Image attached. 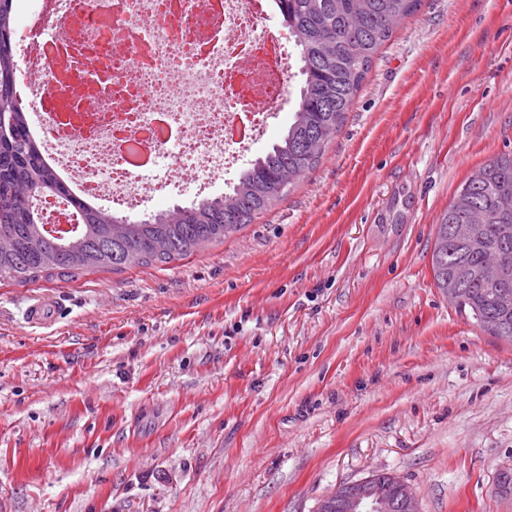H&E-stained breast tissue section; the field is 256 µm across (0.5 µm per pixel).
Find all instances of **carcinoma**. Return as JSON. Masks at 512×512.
Here are the masks:
<instances>
[{"instance_id":"carcinoma-1","label":"carcinoma","mask_w":512,"mask_h":512,"mask_svg":"<svg viewBox=\"0 0 512 512\" xmlns=\"http://www.w3.org/2000/svg\"><path fill=\"white\" fill-rule=\"evenodd\" d=\"M299 49L303 83L293 121L280 141L257 157L230 191L137 219L86 203L45 159L16 90L14 0H0V280L27 284L86 272L168 264L224 239L284 197L318 163L369 71L374 55L422 0H275ZM53 196L75 214L60 236L45 228L39 201ZM454 224H474L457 239ZM493 258L507 265L512 290V151L477 169L448 205L432 253L437 287L461 275L452 299L491 335L512 313L496 310L495 291L481 277Z\"/></svg>"}]
</instances>
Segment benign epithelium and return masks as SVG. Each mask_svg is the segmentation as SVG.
<instances>
[{"instance_id": "obj_1", "label": "benign epithelium", "mask_w": 512, "mask_h": 512, "mask_svg": "<svg viewBox=\"0 0 512 512\" xmlns=\"http://www.w3.org/2000/svg\"><path fill=\"white\" fill-rule=\"evenodd\" d=\"M316 512H420L414 491L400 479L387 488L372 474L340 486L325 497Z\"/></svg>"}]
</instances>
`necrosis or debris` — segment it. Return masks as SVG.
<instances>
[{
	"label": "necrosis or debris",
	"instance_id": "4bbe7bcc",
	"mask_svg": "<svg viewBox=\"0 0 512 512\" xmlns=\"http://www.w3.org/2000/svg\"><path fill=\"white\" fill-rule=\"evenodd\" d=\"M19 57L47 159L89 197L137 207L144 168L209 184L287 99L271 0H37Z\"/></svg>",
	"mask_w": 512,
	"mask_h": 512
}]
</instances>
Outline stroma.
<instances>
[{"mask_svg": "<svg viewBox=\"0 0 512 512\" xmlns=\"http://www.w3.org/2000/svg\"><path fill=\"white\" fill-rule=\"evenodd\" d=\"M289 103L301 83L280 14ZM512 151V0H423L287 196L224 243L0 281V512H315L400 478L420 512H512V344L437 288L435 230ZM137 215L196 200L147 175ZM54 300V323L26 310Z\"/></svg>", "mask_w": 512, "mask_h": 512, "instance_id": "35a3bbf8", "label": "stroma"}]
</instances>
